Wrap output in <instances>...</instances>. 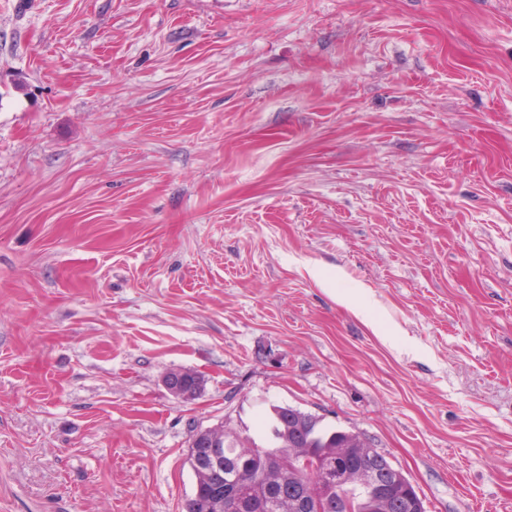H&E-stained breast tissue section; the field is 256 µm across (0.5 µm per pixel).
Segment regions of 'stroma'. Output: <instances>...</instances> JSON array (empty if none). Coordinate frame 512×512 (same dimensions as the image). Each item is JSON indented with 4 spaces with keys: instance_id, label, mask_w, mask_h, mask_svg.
Listing matches in <instances>:
<instances>
[{
    "instance_id": "1",
    "label": "stroma",
    "mask_w": 512,
    "mask_h": 512,
    "mask_svg": "<svg viewBox=\"0 0 512 512\" xmlns=\"http://www.w3.org/2000/svg\"><path fill=\"white\" fill-rule=\"evenodd\" d=\"M276 406L512 512V0H0V512ZM164 383L169 392L184 400L194 399L202 389L198 376L191 375L183 370L168 372Z\"/></svg>"
}]
</instances>
